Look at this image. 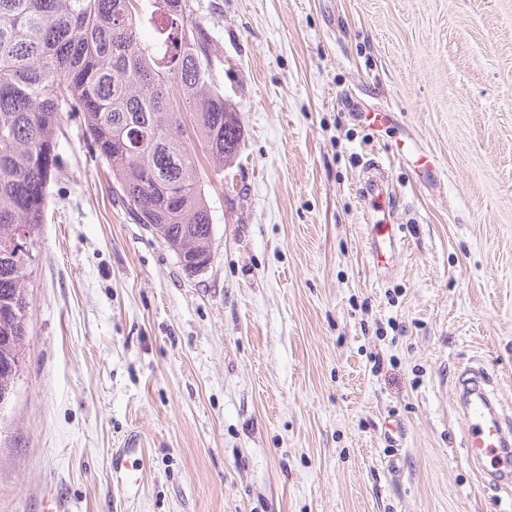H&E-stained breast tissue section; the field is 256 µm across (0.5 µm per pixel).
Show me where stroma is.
<instances>
[{
    "label": "stroma",
    "mask_w": 512,
    "mask_h": 512,
    "mask_svg": "<svg viewBox=\"0 0 512 512\" xmlns=\"http://www.w3.org/2000/svg\"><path fill=\"white\" fill-rule=\"evenodd\" d=\"M190 5L243 131L205 177L210 261L183 271L68 114L0 512H512L464 460L456 394L484 367L512 415V0ZM373 158L405 240L384 280ZM131 437L129 495L110 462Z\"/></svg>",
    "instance_id": "obj_1"
}]
</instances>
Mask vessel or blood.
I'll use <instances>...</instances> for the list:
<instances>
[{"label": "vessel or blood", "instance_id": "obj_1", "mask_svg": "<svg viewBox=\"0 0 512 512\" xmlns=\"http://www.w3.org/2000/svg\"><path fill=\"white\" fill-rule=\"evenodd\" d=\"M369 235V263L376 274L388 275L390 259L399 241L388 224L370 225ZM488 384L483 368L471 366L462 373L460 387L465 400L461 418L466 460L476 465L479 478L501 482L512 478V464L500 456L501 449L512 444V417L498 412ZM136 449V441L131 440L112 454V472L118 483L128 489L138 482L127 464L128 457Z\"/></svg>", "mask_w": 512, "mask_h": 512}]
</instances>
